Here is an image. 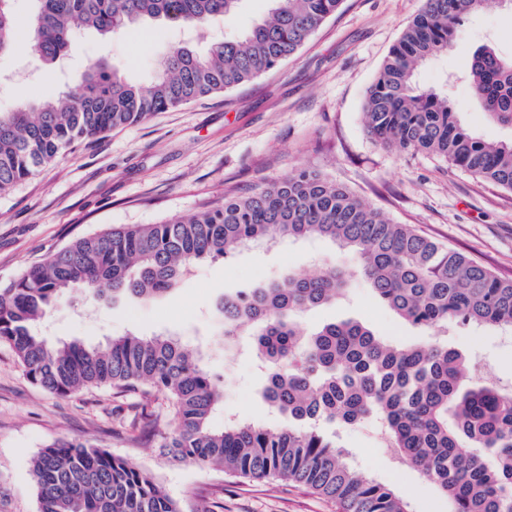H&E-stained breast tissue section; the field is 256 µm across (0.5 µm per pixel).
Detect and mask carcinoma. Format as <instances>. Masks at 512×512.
Here are the masks:
<instances>
[{
    "label": "carcinoma",
    "mask_w": 512,
    "mask_h": 512,
    "mask_svg": "<svg viewBox=\"0 0 512 512\" xmlns=\"http://www.w3.org/2000/svg\"><path fill=\"white\" fill-rule=\"evenodd\" d=\"M12 0H0V54L16 41ZM30 48L47 65L75 35L102 38L151 19L184 28L232 21L242 0H36ZM269 16L205 53L174 45L147 87L129 83L103 57L54 99L0 113V193L65 151L202 97L226 93L295 55L342 0H271ZM487 0H425L404 31L364 107L367 133L399 151H430L512 190V141L466 130L448 96L421 89L417 67L452 45L462 16ZM470 82L486 116L512 127V60L475 51ZM330 239L358 258L376 297L406 323L512 329V279L395 224L320 173L298 169L259 191L164 224H135L82 237L0 283V343L28 380L69 397L88 387L145 385L165 393L177 430L163 447L176 461L217 465L253 480L296 484L336 502L338 512H409L390 487L362 476L336 444V430L374 419L388 447L448 499L449 512H512V391L472 384L473 366L437 342L390 345L358 321L306 333L299 313L330 304L349 287L331 266L224 296V336L249 331L265 375L263 398L288 418L270 426L225 419L210 426L223 389L181 342L119 336L101 349L78 341L53 348L38 326L56 301L81 288L95 301L148 299L172 290L197 262L253 243ZM38 512H181L156 477L124 457L62 441L31 462Z\"/></svg>",
    "instance_id": "carcinoma-1"
}]
</instances>
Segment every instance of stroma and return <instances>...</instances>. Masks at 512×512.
Returning a JSON list of instances; mask_svg holds the SVG:
<instances>
[{
    "label": "stroma",
    "mask_w": 512,
    "mask_h": 512,
    "mask_svg": "<svg viewBox=\"0 0 512 512\" xmlns=\"http://www.w3.org/2000/svg\"><path fill=\"white\" fill-rule=\"evenodd\" d=\"M424 0H342L299 52L275 69L225 94H216L150 119L112 130L68 151L0 194V283L72 240L109 227L163 224L284 179L315 170L383 212L499 277L512 279V190L425 152L401 153L371 139L364 127L366 94ZM269 0H244L231 24L215 21L187 34L159 20L116 34L102 44L75 37L55 68L27 47L0 55V112L16 102L50 99L69 78L100 57L111 58L130 82L146 85L169 48L187 41L203 53L267 17ZM512 56V5L490 0L466 16L447 53L417 71L420 86L442 88L468 130L486 141L512 139V128L488 120L467 79L481 46ZM333 264L350 286L336 303L300 315L308 330L357 319L394 345L423 340L373 295L358 261L325 238L283 240L242 248L225 259L198 262L170 293L148 301L94 302L73 291L51 309L42 329L49 342L77 339L105 345L128 333L168 335L194 348L224 388L211 418L281 423L263 398V376L250 337L225 340L214 308L224 294ZM442 340L479 363L489 385L512 386V332L452 326ZM149 403L156 430L137 433L130 421ZM177 427L164 395L91 388L68 398L25 376L13 352L0 345V512H37L29 471L33 456L64 440L89 442L150 470L182 512H336L333 501L303 487L250 480L217 467L177 462L163 443ZM338 442L366 477L391 486L411 512H448V501L418 472L382 447L375 422L341 429Z\"/></svg>",
    "instance_id": "stroma-1"
}]
</instances>
